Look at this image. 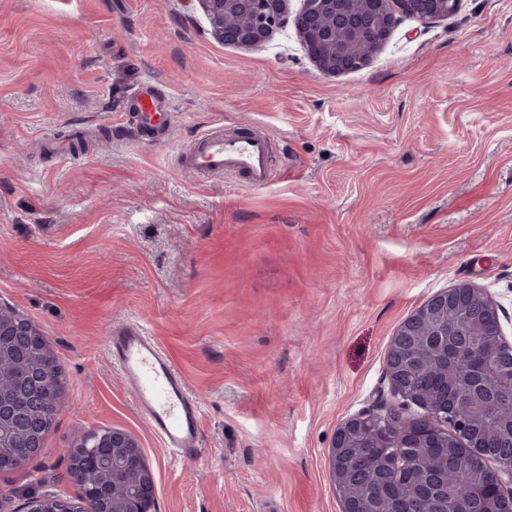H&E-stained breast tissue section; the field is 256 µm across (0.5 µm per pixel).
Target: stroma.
<instances>
[{
  "label": "stroma",
  "mask_w": 512,
  "mask_h": 512,
  "mask_svg": "<svg viewBox=\"0 0 512 512\" xmlns=\"http://www.w3.org/2000/svg\"><path fill=\"white\" fill-rule=\"evenodd\" d=\"M141 84L172 100L164 134L129 109ZM214 127L270 137L267 186L180 167ZM460 282L512 341V0L403 19L336 76L290 25L216 40L196 0H0V298L68 379L0 512L78 499L66 452L112 427L141 443L151 512H341L336 427L387 390L398 325ZM129 320L198 403L194 457L160 446L108 354Z\"/></svg>",
  "instance_id": "35a3bbf8"
}]
</instances>
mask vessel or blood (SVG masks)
<instances>
[{
  "instance_id": "1",
  "label": "vessel or blood",
  "mask_w": 512,
  "mask_h": 512,
  "mask_svg": "<svg viewBox=\"0 0 512 512\" xmlns=\"http://www.w3.org/2000/svg\"><path fill=\"white\" fill-rule=\"evenodd\" d=\"M132 97L143 126L167 125L168 99L141 88L135 89ZM181 165L204 177L244 176L255 187L266 186L272 179L269 146L259 135L229 139L213 132L202 134L197 145L182 156ZM107 345L162 447L189 456L199 446L201 416L179 369L143 325L113 328Z\"/></svg>"
}]
</instances>
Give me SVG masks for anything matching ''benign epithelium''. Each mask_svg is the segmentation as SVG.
<instances>
[{
	"label": "benign epithelium",
	"instance_id": "7a95c632",
	"mask_svg": "<svg viewBox=\"0 0 512 512\" xmlns=\"http://www.w3.org/2000/svg\"><path fill=\"white\" fill-rule=\"evenodd\" d=\"M208 20L212 34L222 43L238 48L259 50L281 28L293 24L311 61L328 75L344 74L368 65L371 58L387 42L405 18L427 23L446 19L459 7L460 0H390L391 9L382 26L381 36L361 52L351 44L363 28L375 19L372 6L378 0H357L358 6H345L349 0H302L300 10L289 16L290 0H197ZM454 309L465 314L472 327L480 329L493 319L498 335L504 336L499 306L485 290L468 282L457 283L434 293L415 309L393 333L384 361L385 378L393 401L383 406L385 416H406L413 406L429 417L431 409L421 394L404 383L410 373V355L416 350L417 337L433 325L430 335L437 348L448 350V326L443 316ZM29 322L15 308L0 302V336L25 335ZM378 416L374 411H361L340 423L328 448L330 475L340 485L348 459L351 436L364 423ZM112 448V466L124 474L128 483L129 506L124 512H150L154 501L155 482L138 439L129 432L114 428L107 433ZM495 485L488 498L486 512H499L498 501L512 500V455L498 459L488 472ZM62 498L47 494L28 499L24 512H57Z\"/></svg>",
	"mask_w": 512,
	"mask_h": 512
}]
</instances>
